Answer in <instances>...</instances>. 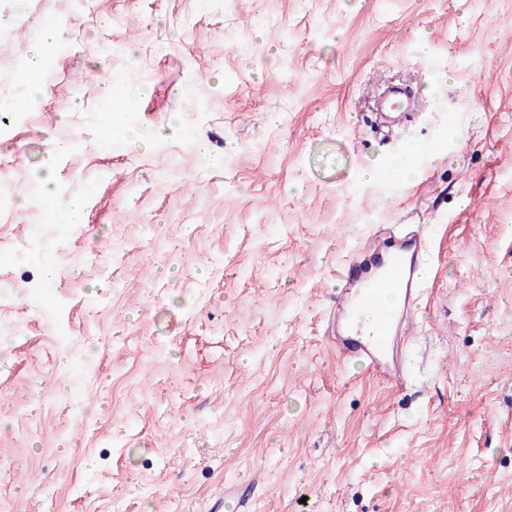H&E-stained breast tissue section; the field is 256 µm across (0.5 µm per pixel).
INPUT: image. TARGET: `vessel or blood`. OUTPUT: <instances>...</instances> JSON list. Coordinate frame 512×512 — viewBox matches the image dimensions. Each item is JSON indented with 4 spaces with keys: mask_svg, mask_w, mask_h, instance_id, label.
Instances as JSON below:
<instances>
[{
    "mask_svg": "<svg viewBox=\"0 0 512 512\" xmlns=\"http://www.w3.org/2000/svg\"><path fill=\"white\" fill-rule=\"evenodd\" d=\"M379 109L412 114L416 110L415 93L406 86L388 87ZM423 260L424 246L419 235L411 233L397 239L377 233L338 274L342 288V295L336 300L338 311L350 313L348 299L355 291L374 303L375 325L370 338H363L360 327L349 326L345 354L362 361L377 382L393 389L402 386L405 372L392 366L388 354L417 322L416 302L425 288L419 274Z\"/></svg>",
    "mask_w": 512,
    "mask_h": 512,
    "instance_id": "vessel-or-blood-1",
    "label": "vessel or blood"
}]
</instances>
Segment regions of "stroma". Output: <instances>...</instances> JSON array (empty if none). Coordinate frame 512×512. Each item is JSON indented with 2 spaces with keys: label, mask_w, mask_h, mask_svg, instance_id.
Here are the masks:
<instances>
[{
  "label": "stroma",
  "mask_w": 512,
  "mask_h": 512,
  "mask_svg": "<svg viewBox=\"0 0 512 512\" xmlns=\"http://www.w3.org/2000/svg\"><path fill=\"white\" fill-rule=\"evenodd\" d=\"M0 198V512H512V0H0ZM416 227L395 391L327 318ZM57 36V29L53 26L41 24L38 28L36 39L32 45L30 61L27 68V76L34 82L40 72L44 61V48L52 43ZM104 94L109 96L111 110L113 108L110 119L106 120L104 124V132L106 137L113 142L127 143L138 149H145L147 144L141 141L135 133V129L131 124V119L128 111L125 109L117 108L115 100L112 96V91L107 87ZM380 112L410 115L416 110V96L412 89L403 86L387 87L379 104Z\"/></svg>",
  "instance_id": "obj_1"
}]
</instances>
